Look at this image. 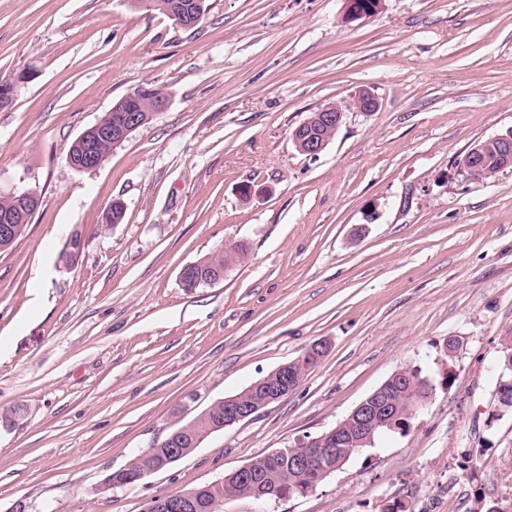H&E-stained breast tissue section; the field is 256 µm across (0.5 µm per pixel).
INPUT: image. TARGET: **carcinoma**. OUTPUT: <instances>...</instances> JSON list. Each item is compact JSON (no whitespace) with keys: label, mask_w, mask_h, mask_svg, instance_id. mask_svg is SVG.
<instances>
[{"label":"carcinoma","mask_w":512,"mask_h":512,"mask_svg":"<svg viewBox=\"0 0 512 512\" xmlns=\"http://www.w3.org/2000/svg\"><path fill=\"white\" fill-rule=\"evenodd\" d=\"M138 6L146 10L159 11L167 16H172L174 0H134ZM505 160L498 156L492 146L485 145L482 154L472 157L465 153L460 160L464 173L478 180H488L495 177L500 171ZM246 253L242 244H236L230 248H220L211 255L196 262L197 272L202 280L199 282H187L184 288L191 291L206 283L204 277L217 271H226L231 265L240 261ZM319 361V355L305 351L302 356L294 360L293 378L303 377L314 368ZM411 381L407 382L396 378L391 383L395 402L394 408L399 410V415L394 421L395 427L387 425L379 426L364 435V442H358V437L348 435L346 442L341 445L339 454L325 460L321 459L318 448L319 442L313 441L309 436L306 440L288 449V455L271 458L267 455L259 456L252 460L254 469L259 472L261 485L255 487L251 484L237 482L233 479L226 481L222 478L194 488L197 492L199 508L197 512H216L214 506L225 498L231 496L255 497L260 494L262 499L280 498L289 494H303L306 490L317 487L327 476L326 469L336 465V462H347L360 449L370 446L375 438L394 429H404L407 419L423 409L427 404L425 397L432 394L433 386L420 378V373L411 369L406 370ZM224 424V402L218 401L199 414L191 423L178 428L181 447L191 450L199 446L204 437L218 431V427ZM311 456L316 458L317 466L306 472L293 469L289 456ZM166 458L164 441L153 443L150 448L137 455L125 468L109 473L105 477V483L114 488H122L130 484L131 477L140 472L160 464Z\"/></svg>","instance_id":"cac0c4a2"}]
</instances>
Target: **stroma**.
<instances>
[{"instance_id": "obj_1", "label": "stroma", "mask_w": 512, "mask_h": 512, "mask_svg": "<svg viewBox=\"0 0 512 512\" xmlns=\"http://www.w3.org/2000/svg\"><path fill=\"white\" fill-rule=\"evenodd\" d=\"M1 76L20 84L0 111V195L40 206L0 253V512H144L326 431L405 368L434 386L406 429L311 491L219 512H512L496 395L512 168L476 181L459 165L512 128V0H377L359 19L347 0H209L192 28L132 0H0ZM147 85L166 108L72 169L78 135ZM362 87L376 112L349 110ZM329 103L345 121L308 157L291 131ZM116 200L124 219L106 223ZM240 242L222 281L182 287L184 266ZM317 342L288 396L105 486Z\"/></svg>"}]
</instances>
